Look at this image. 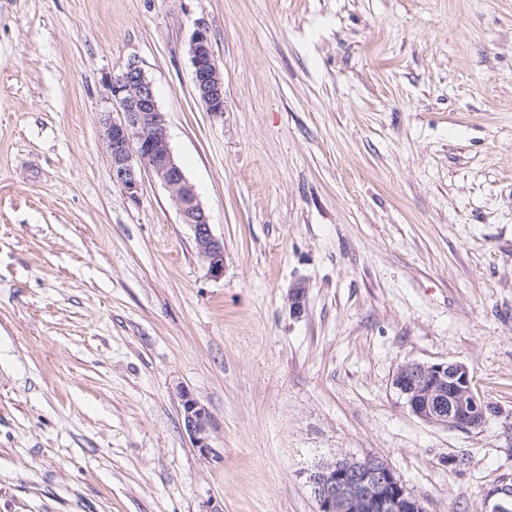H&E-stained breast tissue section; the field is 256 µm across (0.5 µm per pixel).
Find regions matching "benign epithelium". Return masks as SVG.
Returning a JSON list of instances; mask_svg holds the SVG:
<instances>
[{
  "instance_id": "obj_1",
  "label": "benign epithelium",
  "mask_w": 512,
  "mask_h": 512,
  "mask_svg": "<svg viewBox=\"0 0 512 512\" xmlns=\"http://www.w3.org/2000/svg\"><path fill=\"white\" fill-rule=\"evenodd\" d=\"M193 84L197 96L215 116L224 114V74L214 56L208 26L200 21L189 40ZM108 102L121 112L104 122V140L112 178L130 198H138L144 172L152 173L175 202L181 223L194 234L198 255L214 278L224 275V241L212 231L210 217L195 186L176 160L152 82L134 60L106 83ZM393 386L410 413L421 421L451 428L484 425L494 407L471 388L464 363L406 362L393 376ZM185 431L201 453L209 449L210 416L185 391L181 394ZM305 483L316 512H427L388 462L376 454L333 456L305 471Z\"/></svg>"
}]
</instances>
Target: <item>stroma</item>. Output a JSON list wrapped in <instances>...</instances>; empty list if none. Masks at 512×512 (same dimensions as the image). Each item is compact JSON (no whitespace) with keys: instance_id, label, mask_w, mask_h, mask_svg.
Instances as JSON below:
<instances>
[{"instance_id":"stroma-1","label":"stroma","mask_w":512,"mask_h":512,"mask_svg":"<svg viewBox=\"0 0 512 512\" xmlns=\"http://www.w3.org/2000/svg\"><path fill=\"white\" fill-rule=\"evenodd\" d=\"M131 60L222 277L157 178L112 180ZM407 361L465 363L496 414L421 421ZM367 453L427 512L512 488V0H0V512H315L305 471ZM189 54L193 67V84L197 96L208 112L224 114V74L214 56L208 26L200 21L189 40ZM181 402L185 431L189 435L193 447L198 448L204 454L210 448L208 443L209 413L188 391L181 394Z\"/></svg>"}]
</instances>
